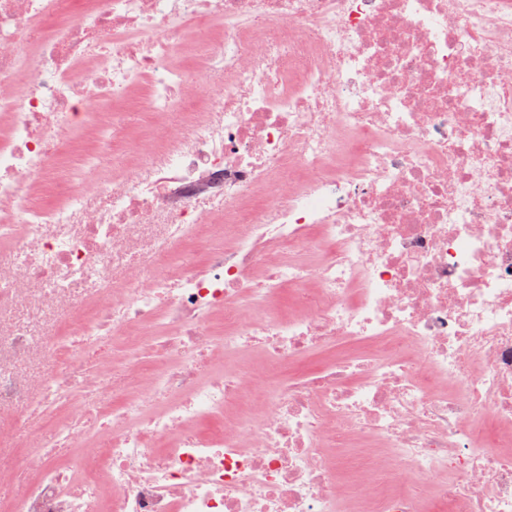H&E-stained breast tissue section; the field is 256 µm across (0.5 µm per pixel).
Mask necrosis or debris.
<instances>
[{"mask_svg":"<svg viewBox=\"0 0 512 512\" xmlns=\"http://www.w3.org/2000/svg\"><path fill=\"white\" fill-rule=\"evenodd\" d=\"M76 2L0 0V512H512V0ZM136 109V99L135 97L131 98L130 100L123 102L121 104H117L112 109V117H114L116 120H121L126 122L129 127L130 131L133 135H137L140 131L141 123L144 120V117L138 112L137 115H133V113L136 112H130ZM114 113V115H113Z\"/></svg>","mask_w":512,"mask_h":512,"instance_id":"necrosis-or-debris-1","label":"necrosis or debris"}]
</instances>
